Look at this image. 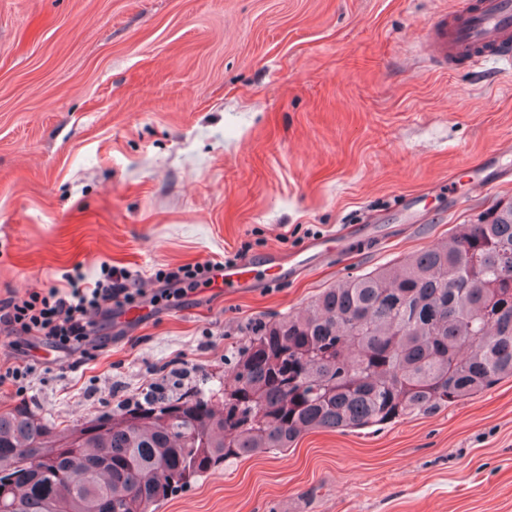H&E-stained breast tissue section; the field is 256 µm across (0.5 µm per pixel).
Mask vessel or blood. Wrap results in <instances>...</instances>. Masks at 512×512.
Masks as SVG:
<instances>
[{
	"label": "vessel or blood",
	"mask_w": 512,
	"mask_h": 512,
	"mask_svg": "<svg viewBox=\"0 0 512 512\" xmlns=\"http://www.w3.org/2000/svg\"><path fill=\"white\" fill-rule=\"evenodd\" d=\"M428 62L448 70L474 69L488 56L512 55V0H456V7L439 15L427 39ZM249 280L246 266L225 267L218 281L224 290L243 287Z\"/></svg>",
	"instance_id": "obj_1"
}]
</instances>
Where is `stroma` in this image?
Listing matches in <instances>:
<instances>
[{
    "label": "stroma",
    "instance_id": "35a3bbf8",
    "mask_svg": "<svg viewBox=\"0 0 512 512\" xmlns=\"http://www.w3.org/2000/svg\"><path fill=\"white\" fill-rule=\"evenodd\" d=\"M452 4L0 0V300L105 264L149 293L158 269L208 260L259 280L123 314L87 364L36 340L26 394L0 407L84 422L163 369L218 387L247 322L512 201V63L425 60ZM156 512H512V378L227 461Z\"/></svg>",
    "mask_w": 512,
    "mask_h": 512
}]
</instances>
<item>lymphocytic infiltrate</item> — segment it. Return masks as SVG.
<instances>
[{
  "instance_id": "obj_1",
  "label": "lymphocytic infiltrate",
  "mask_w": 512,
  "mask_h": 512,
  "mask_svg": "<svg viewBox=\"0 0 512 512\" xmlns=\"http://www.w3.org/2000/svg\"><path fill=\"white\" fill-rule=\"evenodd\" d=\"M221 268V263L206 261L160 269L155 281L161 298L169 300L186 296L196 287L212 285ZM130 278L127 269L106 266L101 277L92 282L73 275L68 288L35 290L21 301L0 300V331L19 339L40 336L56 352L94 360L101 328L136 301V292L127 286Z\"/></svg>"
}]
</instances>
